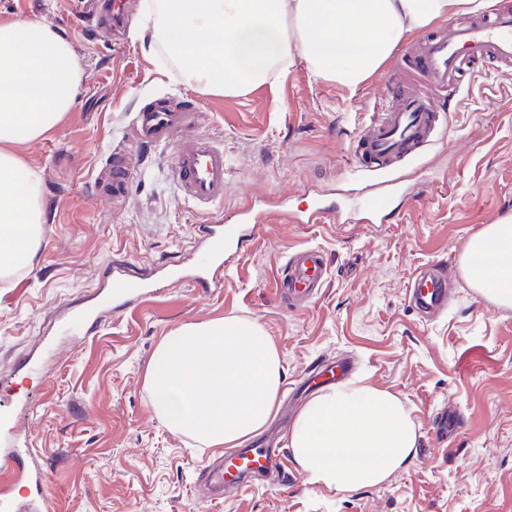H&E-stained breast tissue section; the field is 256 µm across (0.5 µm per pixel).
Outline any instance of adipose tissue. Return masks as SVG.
<instances>
[{
    "label": "adipose tissue",
    "mask_w": 512,
    "mask_h": 512,
    "mask_svg": "<svg viewBox=\"0 0 512 512\" xmlns=\"http://www.w3.org/2000/svg\"><path fill=\"white\" fill-rule=\"evenodd\" d=\"M480 0H160L154 31L206 93L239 95L302 59L315 77L355 89L401 41L480 9ZM83 77L71 44L44 20L0 24V279L30 261L44 222L37 174L12 150L52 131ZM470 285L512 307V217L473 236ZM282 382L263 327L238 317L181 325L159 343L146 383L173 431L237 445L268 422ZM312 481L339 490L385 482L414 455L417 432L391 392L354 380L314 398L289 437Z\"/></svg>",
    "instance_id": "obj_1"
}]
</instances>
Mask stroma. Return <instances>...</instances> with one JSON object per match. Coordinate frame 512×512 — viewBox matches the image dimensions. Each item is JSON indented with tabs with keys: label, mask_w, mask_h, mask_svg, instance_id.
<instances>
[{
	"label": "stroma",
	"mask_w": 512,
	"mask_h": 512,
	"mask_svg": "<svg viewBox=\"0 0 512 512\" xmlns=\"http://www.w3.org/2000/svg\"><path fill=\"white\" fill-rule=\"evenodd\" d=\"M131 0L125 34L93 28L72 0H0V23L43 19L78 55L75 103L46 136L14 152L41 182L45 222L36 254L0 283V382L19 399L16 432L33 440L50 476L53 512H512V308L472 288L462 270L470 238L512 216V68L485 62L462 77L460 94L432 144L379 173L357 171L353 154L373 112L393 100V83L418 87L403 40L364 86L313 77L296 61L274 82L237 96L199 92ZM174 98L196 114L192 133L224 145L222 203L185 199L171 174L173 144L127 148L135 112ZM128 149L131 182L113 200L104 180L114 150ZM393 180L390 211L371 224L271 221L243 243L206 292L175 280L202 256L196 227L235 213L317 203L349 215L351 198ZM324 250L321 297L302 306L280 296L286 254ZM159 268L163 288L91 334L64 336L86 320L113 263ZM437 262L450 280L448 311L421 320L408 282ZM257 321L281 356L282 383L268 426L288 441L303 403L289 395L312 364L354 358L365 383L395 394L418 433L411 462L384 483L340 491L309 480L293 457L281 482L251 485L211 501L193 486L219 456L172 431L154 412L146 385L166 334L224 317ZM455 408L457 433L435 437L440 413Z\"/></svg>",
	"instance_id": "35a3bbf8"
}]
</instances>
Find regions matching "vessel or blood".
I'll list each match as a JSON object with an SVG mask.
<instances>
[{
    "mask_svg": "<svg viewBox=\"0 0 512 512\" xmlns=\"http://www.w3.org/2000/svg\"><path fill=\"white\" fill-rule=\"evenodd\" d=\"M485 59L512 65V11L491 7L481 14L454 20L437 35L419 41L413 50V63L425 90L419 94L402 90L395 107L373 114L358 144L357 160L361 167L370 171L388 169L395 160L430 140L439 118L429 107L428 91L456 97L463 72ZM194 118V113L178 101L154 103L136 113L129 138L136 143L161 144L172 130L192 125ZM172 172L188 199L207 206L223 201L227 186L224 148L212 137L197 134L180 140ZM130 179L124 154L114 151L108 182L113 196H121ZM392 190V182H384L377 191L361 197L355 207L366 215H379L387 210ZM265 221V216L244 210L199 225L206 252L186 275V282L195 288L222 287L224 271L234 262L240 241L256 234ZM327 277L324 252L303 247L287 255L278 288L288 298L309 302L321 293ZM109 279L113 300L125 308L140 299L144 288L150 285L148 278L129 272L122 263L113 264ZM408 290L411 304L428 315H439L448 304L447 281L441 274L419 272L412 277ZM277 468L278 455L274 449L240 448L208 466L201 480L214 490H233L251 478L272 475Z\"/></svg>",
    "mask_w": 512,
    "mask_h": 512,
    "instance_id": "vessel-or-blood-1",
    "label": "vessel or blood"
}]
</instances>
